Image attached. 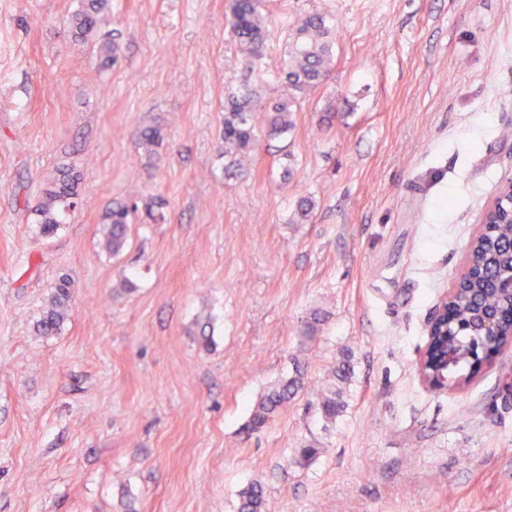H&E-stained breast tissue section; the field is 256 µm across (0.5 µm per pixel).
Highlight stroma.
<instances>
[{
  "label": "stroma",
  "instance_id": "obj_1",
  "mask_svg": "<svg viewBox=\"0 0 512 512\" xmlns=\"http://www.w3.org/2000/svg\"><path fill=\"white\" fill-rule=\"evenodd\" d=\"M78 7L0 0V512H237L254 484L270 512H512V346L440 387L420 375L512 181V0H262L260 69L228 0H110L83 43ZM312 12L336 65L288 134L256 118L239 166L224 105L279 95L274 62ZM63 170L78 204L47 237L34 208ZM128 195L115 256L101 215ZM343 361L335 421L302 394L247 432L268 387ZM70 282L60 281L55 287L51 307L37 323L38 331L43 335L55 334L65 319L66 307L70 298Z\"/></svg>",
  "mask_w": 512,
  "mask_h": 512
}]
</instances>
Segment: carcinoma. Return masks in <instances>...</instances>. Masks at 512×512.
Wrapping results in <instances>:
<instances>
[{
  "label": "carcinoma",
  "instance_id": "carcinoma-1",
  "mask_svg": "<svg viewBox=\"0 0 512 512\" xmlns=\"http://www.w3.org/2000/svg\"><path fill=\"white\" fill-rule=\"evenodd\" d=\"M107 8L108 0H80L78 9L70 19L75 41L82 43L88 40ZM229 16L232 34L251 65L266 64L267 27L261 0H230ZM334 64V41L325 17L318 13L305 15L292 26L288 48L279 66L283 90L268 106V111L272 112L268 120L270 134L281 135L293 127V112L297 111L299 100L323 83ZM224 110V152L234 153L242 160L250 159L255 140L254 113L260 108L251 93L246 91L240 96L231 97ZM75 196L77 177L69 171H61L52 185L45 189L35 209L43 233L49 235L57 230L60 214L74 206ZM135 210L131 200L114 201L101 217L102 223L109 225L106 247L114 255L119 254L126 245L128 224L132 222ZM472 261L477 269V277L463 285L456 294L453 301L455 321L448 324L446 335L435 337L429 355L423 359V369L428 373L436 368L445 373L462 363L472 367V357L495 346V337L482 335L472 325L476 314L481 311L502 314L512 310V292L504 287L512 278L511 217H505L496 225V232L489 235L484 245L474 252ZM69 298L70 282L62 280L55 287L51 307L37 323L41 334L53 335L59 330L65 319ZM442 345L451 347L454 353L450 366L441 360V356L446 354V351L439 350ZM300 392L319 401L325 419L336 418L338 393L307 382L298 369L293 376L275 384L259 397L247 429L252 432L263 429ZM265 509L262 487L253 485L243 492L239 512H264Z\"/></svg>",
  "mask_w": 512,
  "mask_h": 512
}]
</instances>
